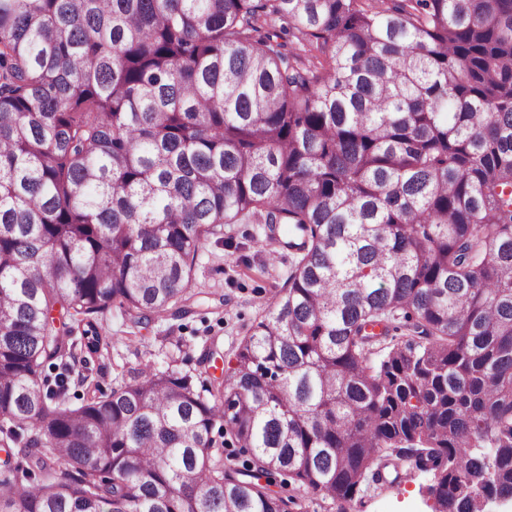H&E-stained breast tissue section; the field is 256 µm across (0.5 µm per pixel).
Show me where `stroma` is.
Returning <instances> with one entry per match:
<instances>
[{"label":"stroma","instance_id":"1","mask_svg":"<svg viewBox=\"0 0 512 512\" xmlns=\"http://www.w3.org/2000/svg\"><path fill=\"white\" fill-rule=\"evenodd\" d=\"M269 251L265 225H224L197 255L186 313L137 326L116 307L99 314L100 332L109 347L85 355L93 385L71 386L70 405H80L92 389L110 392L129 372L163 365L171 355L182 369L201 372L203 380L221 377L239 344L264 316L271 294L286 285L297 263L286 249L278 262H271ZM426 481V474L414 472L391 484H367L363 512H429L420 492Z\"/></svg>","mask_w":512,"mask_h":512}]
</instances>
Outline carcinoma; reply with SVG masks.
Listing matches in <instances>:
<instances>
[{
	"label": "carcinoma",
	"instance_id": "1",
	"mask_svg": "<svg viewBox=\"0 0 512 512\" xmlns=\"http://www.w3.org/2000/svg\"><path fill=\"white\" fill-rule=\"evenodd\" d=\"M242 221L298 262L224 377L68 405L93 316ZM0 447V512H347L390 458L512 495V0H0Z\"/></svg>",
	"mask_w": 512,
	"mask_h": 512
}]
</instances>
